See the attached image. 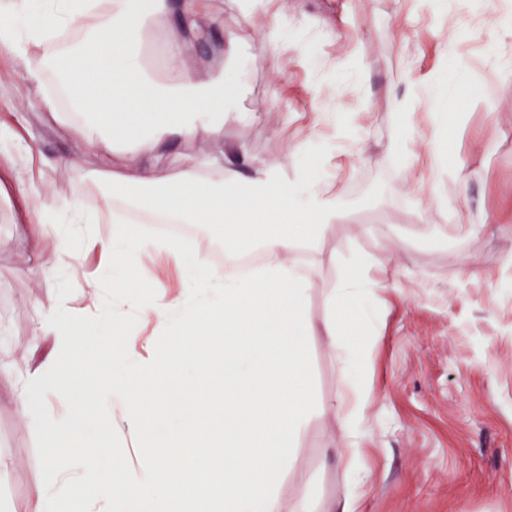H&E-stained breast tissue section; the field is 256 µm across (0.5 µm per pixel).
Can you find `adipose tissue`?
<instances>
[{
    "label": "adipose tissue",
    "instance_id": "obj_1",
    "mask_svg": "<svg viewBox=\"0 0 512 512\" xmlns=\"http://www.w3.org/2000/svg\"><path fill=\"white\" fill-rule=\"evenodd\" d=\"M171 0H0L8 22L0 24V54L14 56L25 78L43 86L59 82L44 103L54 120L74 129L81 147L128 151L137 164L125 166L103 193L97 214L81 199L46 203L27 188L31 244L49 261L44 278L75 254L101 255L104 264L128 269L138 255L163 252L180 260L172 242L130 233L131 216L159 212L183 224H210L224 239V258L257 251L262 264L245 274H219L198 255L175 280L163 303L149 300L141 281L130 277L109 289L93 288L84 312L63 303L46 305L34 321L32 349L48 352L24 380L15 398L21 418L46 438L44 483L31 494L33 512H308V491L282 492L281 475L295 461L306 417L309 388L304 338L310 331L304 305L310 277L300 269L296 248L319 241L340 217L335 188L298 173L287 177L282 163L252 161L250 175L227 169L213 178L212 153L185 157L173 176L145 174L168 140L207 133L215 151H224V109L237 95L230 73L204 75L181 62L178 35L162 36L172 14ZM40 46L31 58L28 44ZM278 228H270L271 219ZM113 226L103 242L97 223ZM384 258L359 255L328 292L329 314L321 327L343 364L337 400L329 406L348 435H355L366 399L357 392L356 357L344 338L350 328L365 330L373 293L366 276ZM185 323L178 352L155 351L139 360L138 337L125 320L133 316L167 329L175 315ZM109 324L119 345H102L83 356L99 325ZM228 343L215 372L202 363L170 405L171 380L179 372L180 349L208 354L213 337ZM134 371H126L130 359ZM150 394L139 401L140 389ZM66 409L49 415V401ZM131 427L134 460L113 474L100 450L114 415ZM185 418L194 426L176 442L155 433L165 420ZM224 447L215 466L213 450Z\"/></svg>",
    "mask_w": 512,
    "mask_h": 512
}]
</instances>
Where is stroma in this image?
I'll return each instance as SVG.
<instances>
[{"instance_id": "1", "label": "stroma", "mask_w": 512, "mask_h": 512, "mask_svg": "<svg viewBox=\"0 0 512 512\" xmlns=\"http://www.w3.org/2000/svg\"><path fill=\"white\" fill-rule=\"evenodd\" d=\"M217 17L201 40L179 31L183 61L219 59L227 36L241 95L224 116V143L334 181L342 216L316 246L298 253L314 271L305 316L321 326L329 288L358 253L387 261L376 273L369 343L359 345L358 386L368 402L361 423L357 512H512V0H288L279 39L258 52V30L241 22L239 0H209ZM468 69L455 76L456 58ZM450 76L453 119L438 129L415 101L421 86ZM352 113L339 135L334 109ZM409 112V169L390 146L396 112ZM0 127L35 142L47 164L36 189L48 204L77 196L94 205L111 187L118 159L76 150L55 124L17 61L0 56ZM75 155L70 171L51 168ZM0 512H33L30 491L45 475L43 435L15 412L12 397L35 359L23 356L34 313L63 301L86 304L90 281L107 287L120 270L93 256L63 264L43 282V257L30 247L28 198L15 169V141H0ZM457 176H449V163ZM448 199L427 209L433 189ZM137 275L163 300L175 273L143 254ZM311 390L294 468L285 485L309 492L312 512H328L350 484L328 453L346 447L333 402L341 363L325 337L308 336Z\"/></svg>"}]
</instances>
